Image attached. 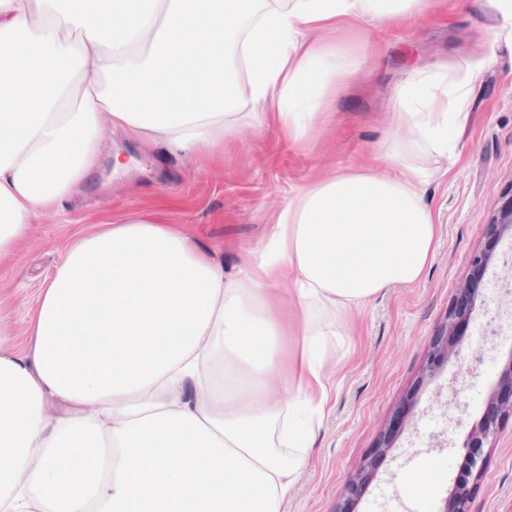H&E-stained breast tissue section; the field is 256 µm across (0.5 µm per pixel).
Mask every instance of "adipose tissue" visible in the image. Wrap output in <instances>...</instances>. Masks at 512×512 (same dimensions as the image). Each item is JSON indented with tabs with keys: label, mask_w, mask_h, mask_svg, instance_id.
Masks as SVG:
<instances>
[{
	"label": "adipose tissue",
	"mask_w": 512,
	"mask_h": 512,
	"mask_svg": "<svg viewBox=\"0 0 512 512\" xmlns=\"http://www.w3.org/2000/svg\"><path fill=\"white\" fill-rule=\"evenodd\" d=\"M429 3L0 0V266L75 196L108 134L217 158L225 131L263 116L303 139L363 65L339 33ZM480 72H409L390 174L301 189L234 278L174 224L74 233L25 346L0 310V512H282L330 402L337 310L416 283L434 256L424 186L448 174Z\"/></svg>",
	"instance_id": "obj_1"
}]
</instances>
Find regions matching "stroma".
<instances>
[{"label": "stroma", "instance_id": "1", "mask_svg": "<svg viewBox=\"0 0 512 512\" xmlns=\"http://www.w3.org/2000/svg\"><path fill=\"white\" fill-rule=\"evenodd\" d=\"M345 39L365 47L367 62L337 96L324 121L300 142L270 121L241 125L224 135V158L193 161L161 144L113 136L112 148L127 152L125 173L114 174L102 157L89 181L65 206L64 217L45 216L11 264L0 266V308L11 315L16 343L27 339L39 288L75 232L140 214L180 225L196 242L218 249L225 276L239 258L262 245L277 213L295 193L332 174L366 169L385 174L381 145L409 130L391 121L397 84L417 66L482 62L469 119L449 157L447 178L430 182L425 199L438 224L434 257L422 278L384 289L367 306L336 315L341 337L333 360L330 409L317 436L309 469L290 493L283 512H332L347 477L363 463L400 406L410 418L374 476L355 512H440L461 463L466 426L483 410L489 384L512 349V307L497 304L500 281L512 277L504 257L512 236L489 228L493 210L512 194V29L488 0H435L432 8L390 23L370 21L347 29ZM491 250L480 290L498 310L501 332L482 341L483 316L471 319L461 345L484 343L481 360L442 366L436 378L422 369L463 281L473 275L471 257ZM427 468L433 485L406 494L400 474ZM471 512H512V420H506L470 505Z\"/></svg>", "mask_w": 512, "mask_h": 512}]
</instances>
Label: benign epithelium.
Returning a JSON list of instances; mask_svg holds the SVG:
<instances>
[{"instance_id": "1", "label": "benign epithelium", "mask_w": 512, "mask_h": 512, "mask_svg": "<svg viewBox=\"0 0 512 512\" xmlns=\"http://www.w3.org/2000/svg\"><path fill=\"white\" fill-rule=\"evenodd\" d=\"M491 228L499 236L512 235V195L505 199L493 214ZM461 293L466 302L449 310L448 321L422 370L424 379L435 378L442 363L461 357L459 327L476 311H483L486 317L484 339L497 336L501 331L499 315L484 308L478 287L467 281L462 284ZM509 419H512V350L506 355L500 377L489 388L481 416L464 435L461 445L464 476L448 489V495L443 500V507L439 512H470L471 500L488 465L487 448L491 447L496 439L502 423ZM396 437L397 433L393 428L381 435L369 457L347 477L342 499L332 512H353L352 506L362 498L373 477L375 462L387 456L394 447Z\"/></svg>"}]
</instances>
